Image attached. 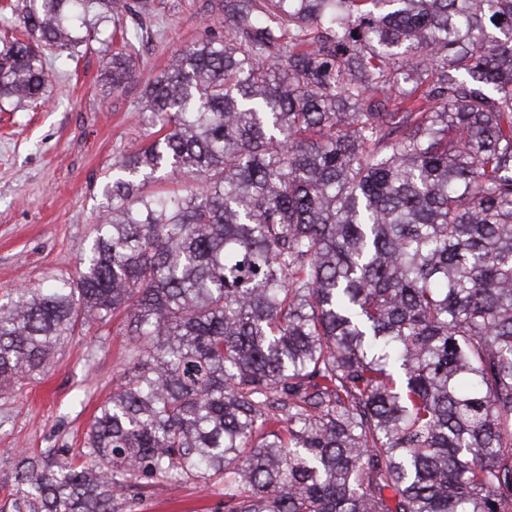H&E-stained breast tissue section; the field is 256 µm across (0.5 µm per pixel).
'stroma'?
<instances>
[{"label":"stroma","instance_id":"1","mask_svg":"<svg viewBox=\"0 0 512 512\" xmlns=\"http://www.w3.org/2000/svg\"><path fill=\"white\" fill-rule=\"evenodd\" d=\"M224 30L211 0H165L137 43L135 74L112 90L99 42L81 47L42 100L0 109V297L75 274L105 205L112 165L150 142L143 91L171 57ZM119 323L85 327L48 368L0 398V512H13L20 451L78 453L98 408L129 366ZM136 512H224V486L188 480L142 489Z\"/></svg>","mask_w":512,"mask_h":512}]
</instances>
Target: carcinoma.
I'll return each mask as SVG.
<instances>
[{
    "mask_svg": "<svg viewBox=\"0 0 512 512\" xmlns=\"http://www.w3.org/2000/svg\"><path fill=\"white\" fill-rule=\"evenodd\" d=\"M156 0H23L0 103ZM79 269L0 303V395L122 317L84 448L16 461L14 512H512V0H224L144 90ZM178 189L147 191L153 183ZM135 512H224V483L188 480L141 490Z\"/></svg>",
    "mask_w": 512,
    "mask_h": 512,
    "instance_id": "obj_1",
    "label": "carcinoma"
}]
</instances>
